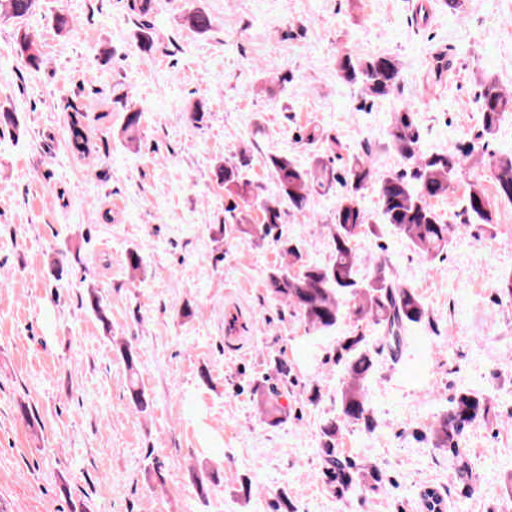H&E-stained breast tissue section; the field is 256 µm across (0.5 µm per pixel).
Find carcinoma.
<instances>
[{"label": "carcinoma", "instance_id": "1", "mask_svg": "<svg viewBox=\"0 0 512 512\" xmlns=\"http://www.w3.org/2000/svg\"><path fill=\"white\" fill-rule=\"evenodd\" d=\"M33 6L34 0H0V14L23 18ZM185 23L200 33L211 27L210 18L202 11L188 14ZM15 44L18 56L31 66H39L40 53L26 31L17 30ZM338 67L344 82L357 87L365 101L385 98L399 86L400 63L392 56H358L348 52L340 57ZM478 102L483 135L489 138L495 134L502 116L512 111V97L495 81L487 80L481 85ZM387 135L403 164L399 172L379 175L365 157L354 155L348 160L344 176L338 179L319 157L307 168L287 156L269 158L267 166L275 192L263 197L259 224L251 220L254 185L243 172L246 164L226 161L217 166L215 176L224 185V198L228 201L224 207V226L261 240H272L287 258L286 263L271 268L267 274V286L272 294L293 307L310 330L321 335H328L336 328L342 317V305H349L348 314L380 326L378 353L385 352L396 359L408 344V329L425 317V307L414 289L388 278L380 262L373 264L369 276H358L362 259L354 243L373 228L362 206L364 191L375 189L384 223L391 225L420 253L435 259L448 248V225L432 200L448 194L475 146L469 145L456 153L424 151L414 113L408 108L394 113ZM69 144L81 158L91 157L92 145L78 112L71 114ZM487 166L497 196L512 202V154L493 156ZM335 184L340 185V193L331 218L333 255L328 263H311L305 258L302 246L283 237L278 228L285 211L304 213L316 189L329 190ZM466 215L468 220L480 224L493 222L491 203L479 183L470 185ZM120 356L129 372L130 400L138 410L144 411L149 401L135 380L136 353L125 343L120 347ZM339 359L346 367L347 381L341 390L337 415L321 427V459L323 467L336 474L343 489L349 492L368 484L370 472L341 455L337 448L349 426L360 425L369 431L375 427L365 383L375 370L376 359L367 348L364 336H350L339 343ZM281 396L274 389L261 401L267 417L282 414L278 403ZM489 409L490 400L482 394L458 393L448 413L432 429L434 446H455L463 430L485 417Z\"/></svg>", "mask_w": 512, "mask_h": 512}]
</instances>
